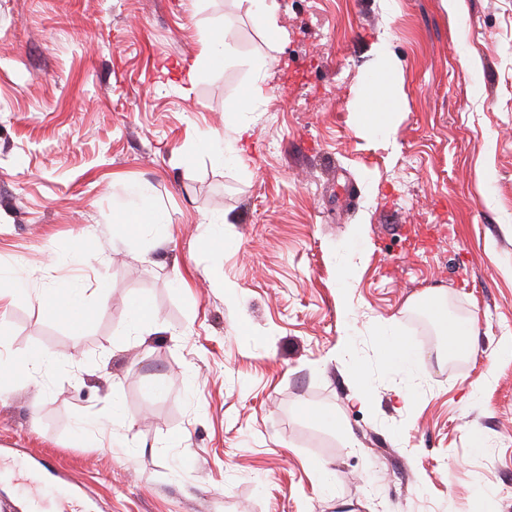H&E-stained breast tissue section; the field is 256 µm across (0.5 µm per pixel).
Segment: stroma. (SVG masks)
I'll list each match as a JSON object with an SVG mask.
<instances>
[{"label": "stroma", "instance_id": "1", "mask_svg": "<svg viewBox=\"0 0 512 512\" xmlns=\"http://www.w3.org/2000/svg\"><path fill=\"white\" fill-rule=\"evenodd\" d=\"M279 3L276 40L235 0H0V268L26 284L0 301V356L59 358L0 384V512H512V0H459L458 25L441 0ZM221 22L268 68L240 138L247 68L187 80ZM381 35L407 101L391 151L353 105ZM209 133L243 166L197 151ZM131 184L164 242L114 240ZM62 283L81 325L41 301ZM425 293L475 319L472 355L444 354ZM389 321L422 350L411 377L383 368ZM39 455L87 494L16 464Z\"/></svg>", "mask_w": 512, "mask_h": 512}]
</instances>
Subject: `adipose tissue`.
<instances>
[{
	"label": "adipose tissue",
	"instance_id": "adipose-tissue-1",
	"mask_svg": "<svg viewBox=\"0 0 512 512\" xmlns=\"http://www.w3.org/2000/svg\"><path fill=\"white\" fill-rule=\"evenodd\" d=\"M228 32V26L220 24L203 33L199 63L205 67L215 68L232 59L236 64L247 67L253 73L255 78L253 85L229 106L230 112L240 115L241 120L237 131L244 134L248 132L251 125L246 115L250 112L254 101L263 93L265 64L257 59L240 57ZM373 52L377 57V64L361 82L356 96L358 126L362 131L368 132L379 146L388 148L393 144L392 135L396 116L402 111L404 101L399 94L390 90L395 81L398 64L389 49L386 38L378 39ZM423 305L442 330L449 355L466 353L469 342L476 334L475 321H464L452 317L447 308L435 298L425 299ZM380 347L386 372L406 376L413 374L419 364L421 350L412 340L400 336L394 330L387 329L380 335Z\"/></svg>",
	"mask_w": 512,
	"mask_h": 512
}]
</instances>
